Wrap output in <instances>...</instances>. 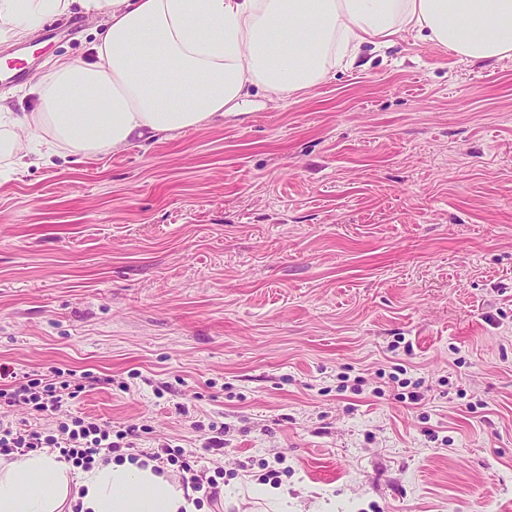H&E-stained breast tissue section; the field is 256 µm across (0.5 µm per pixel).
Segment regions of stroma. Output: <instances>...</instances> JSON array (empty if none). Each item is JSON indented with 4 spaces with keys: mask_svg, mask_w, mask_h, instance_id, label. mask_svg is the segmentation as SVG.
<instances>
[{
    "mask_svg": "<svg viewBox=\"0 0 512 512\" xmlns=\"http://www.w3.org/2000/svg\"><path fill=\"white\" fill-rule=\"evenodd\" d=\"M28 55L14 111L99 20ZM200 447L218 512H512V58L413 37L282 102L0 184V364ZM420 383L404 399L402 379Z\"/></svg>",
    "mask_w": 512,
    "mask_h": 512,
    "instance_id": "obj_1",
    "label": "stroma"
}]
</instances>
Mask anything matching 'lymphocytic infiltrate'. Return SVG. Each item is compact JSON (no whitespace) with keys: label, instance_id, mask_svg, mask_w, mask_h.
I'll return each instance as SVG.
<instances>
[{"label":"lymphocytic infiltrate","instance_id":"lymphocytic-infiltrate-1","mask_svg":"<svg viewBox=\"0 0 512 512\" xmlns=\"http://www.w3.org/2000/svg\"><path fill=\"white\" fill-rule=\"evenodd\" d=\"M95 383V377L80 376L70 369L53 367L45 374H21L0 365V456L50 448L87 470L97 461H109L114 453L133 448L135 428L116 431L110 423L73 412V402ZM20 405L47 417V425L29 429L14 425L12 415ZM151 458L177 464L183 481L216 499L218 482L200 466L197 452L170 448L163 454L152 453Z\"/></svg>","mask_w":512,"mask_h":512}]
</instances>
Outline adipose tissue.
<instances>
[{"instance_id":"1","label":"adipose tissue","mask_w":512,"mask_h":512,"mask_svg":"<svg viewBox=\"0 0 512 512\" xmlns=\"http://www.w3.org/2000/svg\"><path fill=\"white\" fill-rule=\"evenodd\" d=\"M76 10L105 21L94 54L51 63L33 111L0 96V180L209 126L256 90L298 95L405 32L464 61L512 57V0H0V38ZM199 497L138 460L75 472L46 450L0 459V512H209Z\"/></svg>"}]
</instances>
